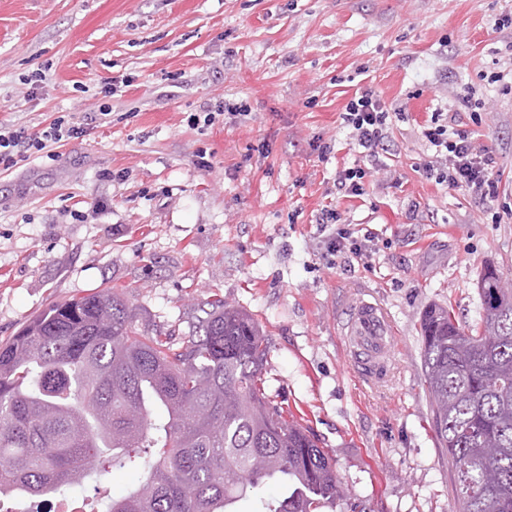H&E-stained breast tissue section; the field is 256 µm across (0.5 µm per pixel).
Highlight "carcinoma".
<instances>
[{
	"mask_svg": "<svg viewBox=\"0 0 512 512\" xmlns=\"http://www.w3.org/2000/svg\"><path fill=\"white\" fill-rule=\"evenodd\" d=\"M481 327L420 316L421 367L459 512H512V286L477 279ZM192 333L141 336L118 292L54 303L0 344V512H40L93 476L140 484L104 512H323L343 500L333 460L261 378L269 343L216 297ZM274 482L277 496L263 486ZM142 472L138 468H125L114 471L102 477L105 485L113 497H119L136 487L142 480Z\"/></svg>",
	"mask_w": 512,
	"mask_h": 512,
	"instance_id": "1",
	"label": "carcinoma"
}]
</instances>
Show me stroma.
<instances>
[{
	"label": "stroma",
	"instance_id": "stroma-1",
	"mask_svg": "<svg viewBox=\"0 0 512 512\" xmlns=\"http://www.w3.org/2000/svg\"><path fill=\"white\" fill-rule=\"evenodd\" d=\"M510 11L512 0H0V121L34 132L60 112H111L55 158L0 173V342L103 287L135 308L138 333L178 342L223 297L265 331L268 393L318 437L349 498L367 512H458L418 319L449 304L476 326L485 262L512 284V91L487 80L512 71V28L495 27ZM35 72L45 79L29 84ZM363 85L401 118L386 167L348 197L334 181L358 155L340 114ZM228 98L248 115L191 125ZM435 112L496 151L491 209L418 175ZM326 206L378 236L370 265L328 253ZM357 285L399 331L378 387L358 379L340 335Z\"/></svg>",
	"mask_w": 512,
	"mask_h": 512
}]
</instances>
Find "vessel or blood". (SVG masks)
<instances>
[{
	"label": "vessel or blood",
	"instance_id": "obj_1",
	"mask_svg": "<svg viewBox=\"0 0 512 512\" xmlns=\"http://www.w3.org/2000/svg\"><path fill=\"white\" fill-rule=\"evenodd\" d=\"M344 336L350 359L363 381L383 382L396 350L397 330L385 306L365 289L353 290L346 305Z\"/></svg>",
	"mask_w": 512,
	"mask_h": 512
}]
</instances>
